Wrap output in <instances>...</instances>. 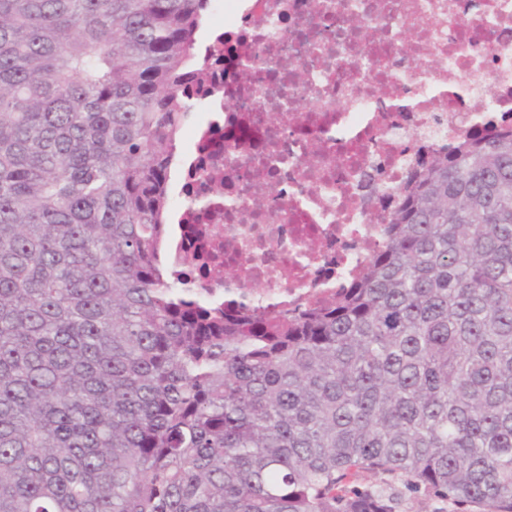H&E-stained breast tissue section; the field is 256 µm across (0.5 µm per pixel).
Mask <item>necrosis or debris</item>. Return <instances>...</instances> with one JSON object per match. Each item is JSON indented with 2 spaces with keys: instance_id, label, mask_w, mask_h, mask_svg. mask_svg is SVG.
<instances>
[{
  "instance_id": "necrosis-or-debris-1",
  "label": "necrosis or debris",
  "mask_w": 512,
  "mask_h": 512,
  "mask_svg": "<svg viewBox=\"0 0 512 512\" xmlns=\"http://www.w3.org/2000/svg\"><path fill=\"white\" fill-rule=\"evenodd\" d=\"M209 25L202 49L224 59L157 257L238 307L286 309L362 273L418 158L512 112V0H214ZM218 187L223 211L190 206Z\"/></svg>"
}]
</instances>
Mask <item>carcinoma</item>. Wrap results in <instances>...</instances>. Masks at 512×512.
I'll use <instances>...</instances> for the list:
<instances>
[{
	"label": "carcinoma",
	"mask_w": 512,
	"mask_h": 512,
	"mask_svg": "<svg viewBox=\"0 0 512 512\" xmlns=\"http://www.w3.org/2000/svg\"><path fill=\"white\" fill-rule=\"evenodd\" d=\"M209 0H0V512H512V128L437 150L336 297L155 262ZM372 483L390 487L399 498V505L396 509L399 512H477V507L459 508L448 501L437 498H426L422 494L409 493L400 481L387 476L380 475L368 479Z\"/></svg>",
	"instance_id": "cac0c4a2"
}]
</instances>
